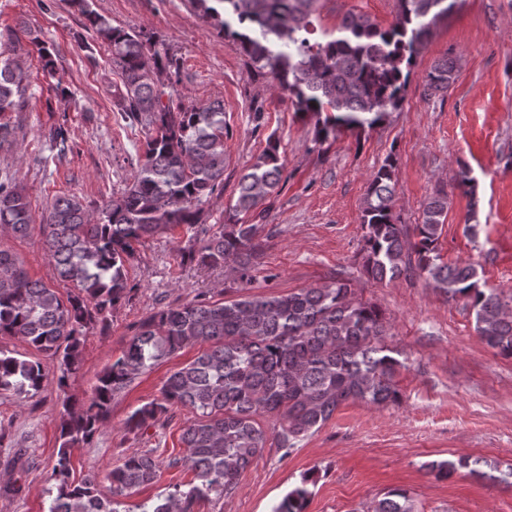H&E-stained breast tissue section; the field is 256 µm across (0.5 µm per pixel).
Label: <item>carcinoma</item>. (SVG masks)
Listing matches in <instances>:
<instances>
[{
  "mask_svg": "<svg viewBox=\"0 0 512 512\" xmlns=\"http://www.w3.org/2000/svg\"><path fill=\"white\" fill-rule=\"evenodd\" d=\"M317 0H195L203 15L236 37L258 69L272 71L294 98L301 115L319 116L321 139L339 131L380 123L403 100L406 73L425 45L431 26L459 0H399L395 22L383 29L365 15L347 14L336 36L312 42L309 32ZM85 18L86 29L107 44L121 71L122 87L114 104L127 118L151 131L144 159L132 182L111 197L98 215L88 213L76 196L55 198L35 224L26 189L0 182V230L26 237L39 228L57 279L73 287L61 296L32 279L19 255L0 246V336H17L44 354L65 389L81 363L89 330L110 327L112 310L126 297L125 263L134 244L176 226L207 235L185 257L208 268L231 267L238 287L250 283L254 263L266 240L260 237L268 211L266 200L281 181L279 147L266 149L241 175L224 224L211 233L201 227L203 203L224 188V101L203 105L163 101L165 83L179 77L177 61L160 52L141 32L112 26L92 9L90 0H69ZM19 40L7 44L16 52ZM4 51V52H6ZM0 52V112L23 109L29 74ZM456 79V61L443 57L425 77L426 90L446 92ZM395 162L387 157L371 175L362 211V267L368 279L392 282L418 274L446 296L461 297L475 311V329L497 354L512 358V314L500 295L480 288L473 265L444 262L438 248L448 215V193L439 189L424 204L421 221L410 238L397 223ZM456 188L475 192L471 170L460 167ZM250 215L248 224L242 217ZM388 321L374 305L358 298L351 284L332 280L285 294L240 295L236 299L198 298L161 309L129 338L120 357L98 377L83 404L66 401L51 480L56 489L48 512H132L123 499L160 477L159 462L149 453L133 454L100 481L87 475L73 479V449L100 432L115 395L161 359L188 346L197 356L173 371L159 396L132 411L123 427L136 433L160 421L173 407H186L194 419L183 429L185 454L173 461L193 473L154 501L136 505L140 512H194L212 494L230 497L244 470L261 456L268 441L289 450L318 431L348 401L384 407L398 403L396 376L400 352L385 343ZM48 366L0 349V393L19 397L37 393ZM274 418L265 429L258 418ZM440 479L459 470L512 487V468L497 462L460 458L433 462ZM314 474L290 489L272 512H306ZM373 512H415L407 493L390 490Z\"/></svg>",
  "mask_w": 512,
  "mask_h": 512,
  "instance_id": "1",
  "label": "carcinoma"
}]
</instances>
